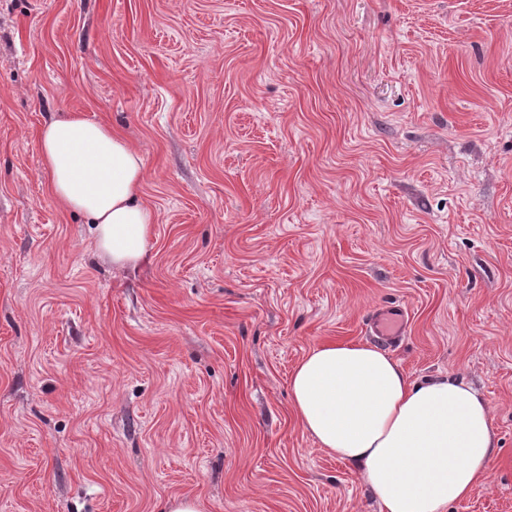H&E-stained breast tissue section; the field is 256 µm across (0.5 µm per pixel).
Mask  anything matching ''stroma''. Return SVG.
<instances>
[{
    "instance_id": "35a3bbf8",
    "label": "stroma",
    "mask_w": 512,
    "mask_h": 512,
    "mask_svg": "<svg viewBox=\"0 0 512 512\" xmlns=\"http://www.w3.org/2000/svg\"><path fill=\"white\" fill-rule=\"evenodd\" d=\"M142 157L157 222L115 269L37 132ZM488 402L512 512V0H0V512H379L289 375L372 341ZM405 328V316L402 310L396 307L382 309L371 320L373 334L388 343H393L402 336Z\"/></svg>"
}]
</instances>
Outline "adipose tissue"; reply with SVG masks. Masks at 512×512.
I'll use <instances>...</instances> for the list:
<instances>
[{"label":"adipose tissue","instance_id":"ef3b65f1","mask_svg":"<svg viewBox=\"0 0 512 512\" xmlns=\"http://www.w3.org/2000/svg\"><path fill=\"white\" fill-rule=\"evenodd\" d=\"M38 145L53 198L94 224L99 254L141 264L156 222L140 199L141 157L111 126L77 114L44 124ZM289 387L303 430L359 470L380 512H447L488 472V404L462 379L414 381L375 345L330 341L303 355Z\"/></svg>","mask_w":512,"mask_h":512}]
</instances>
